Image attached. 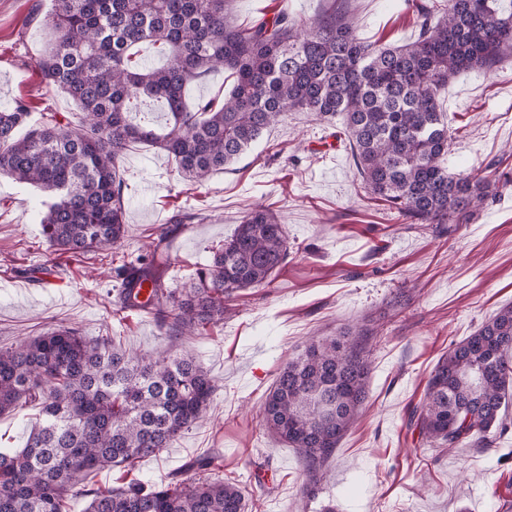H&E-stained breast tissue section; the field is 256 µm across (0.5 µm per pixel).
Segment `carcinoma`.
Wrapping results in <instances>:
<instances>
[{
	"label": "carcinoma",
	"mask_w": 512,
	"mask_h": 512,
	"mask_svg": "<svg viewBox=\"0 0 512 512\" xmlns=\"http://www.w3.org/2000/svg\"><path fill=\"white\" fill-rule=\"evenodd\" d=\"M231 0H53L42 18L51 34L35 64L47 85L83 113L32 118L23 99L0 109V175L35 186L49 202L41 219L48 248L108 258L126 237L123 160L128 147L164 151L188 181L204 184L235 162L279 118L308 112L343 118L364 188L388 202L399 224H465L488 197L487 175L448 172V116L441 94L462 73L492 72L512 49V10L500 0H430L415 5L418 36L398 47L361 40L353 22L329 14L295 20L282 8L247 27L231 20ZM159 44L160 67L135 60ZM224 71L222 98L190 110L185 88ZM147 100L167 112L163 127L136 122ZM176 214L149 253L115 267L118 310L138 307L167 336L200 334L224 321V299L269 285L288 257L275 214L248 212L189 287L168 289L169 254L160 242L182 231ZM371 334L352 326L310 345L279 372L262 405L272 436L303 454L316 477L365 400ZM215 391L186 353L172 360L129 353L108 338L89 342L59 328L0 348V415L41 406L43 421L24 448L0 451V512H245L243 489L213 479L214 459L197 478L100 490L91 473L170 448L202 422ZM512 409V306L495 312L448 351L410 419L436 448H490Z\"/></svg>",
	"instance_id": "cac0c4a2"
}]
</instances>
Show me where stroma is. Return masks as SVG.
I'll list each match as a JSON object with an SVG mask.
<instances>
[{
  "instance_id": "35a3bbf8",
  "label": "stroma",
  "mask_w": 512,
  "mask_h": 512,
  "mask_svg": "<svg viewBox=\"0 0 512 512\" xmlns=\"http://www.w3.org/2000/svg\"><path fill=\"white\" fill-rule=\"evenodd\" d=\"M35 4L51 7L0 0V106L24 98L33 114L75 115L34 66L47 38L29 20ZM282 8L299 20L347 12L360 37L379 45L418 34L407 0H235L234 20ZM442 101L449 172L495 183L473 219L443 235L391 221L388 204L365 192L339 120L289 113L201 186L164 153L132 145L124 254L158 240L173 215L194 216L169 242L168 287L208 264L253 206L285 224L288 259L274 282L233 295L223 323L200 335L165 336L148 315L118 312L108 259L52 252L43 194L0 176V347L62 326L147 356L191 351L217 385L210 418L139 462L137 477L152 483L194 478L192 463L210 456L214 476L244 488L247 512H497L512 501V420L490 449L432 447L407 421L437 361L512 304V57L496 72L461 74ZM354 322L376 332L370 388L311 498L302 456L268 434L259 410L286 362ZM40 416L31 404L0 416V449L23 447Z\"/></svg>"
}]
</instances>
